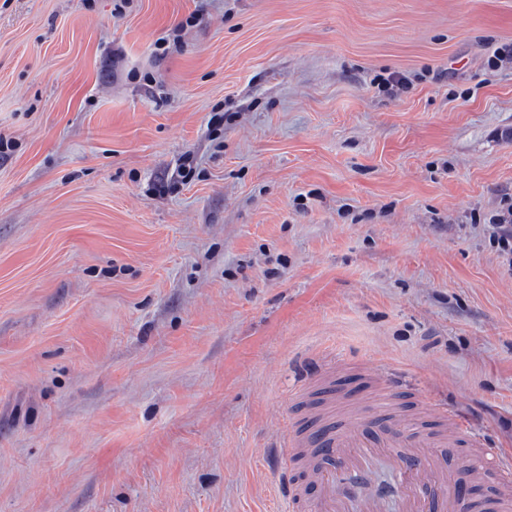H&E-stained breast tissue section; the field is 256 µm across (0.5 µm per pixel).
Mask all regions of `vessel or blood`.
Listing matches in <instances>:
<instances>
[{
    "instance_id": "b4317fda",
    "label": "vessel or blood",
    "mask_w": 512,
    "mask_h": 512,
    "mask_svg": "<svg viewBox=\"0 0 512 512\" xmlns=\"http://www.w3.org/2000/svg\"><path fill=\"white\" fill-rule=\"evenodd\" d=\"M359 389L326 368L299 393L281 451L290 512H384L381 496L344 489L379 460L395 475L397 512H512L511 458L491 471L473 465L469 479L485 493L464 501L454 489L457 462L486 456L484 439L465 433L451 411L402 396L395 384L377 385L365 400Z\"/></svg>"
}]
</instances>
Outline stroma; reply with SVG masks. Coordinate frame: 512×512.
<instances>
[{"label": "stroma", "instance_id": "35a3bbf8", "mask_svg": "<svg viewBox=\"0 0 512 512\" xmlns=\"http://www.w3.org/2000/svg\"><path fill=\"white\" fill-rule=\"evenodd\" d=\"M510 41L512 0H0V512H279L327 362L512 456ZM488 226L501 255L507 257L506 261L512 267V203L496 215L493 224Z\"/></svg>", "mask_w": 512, "mask_h": 512}]
</instances>
